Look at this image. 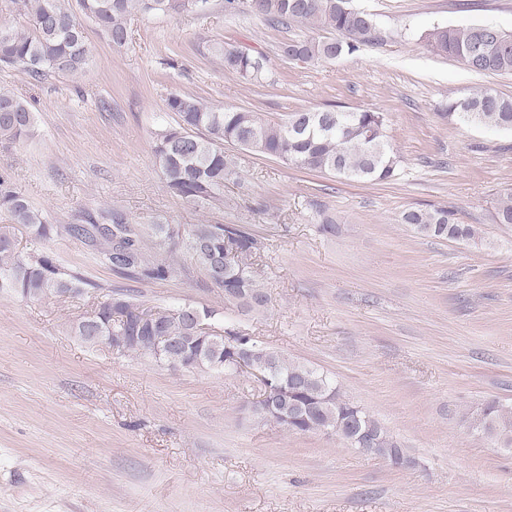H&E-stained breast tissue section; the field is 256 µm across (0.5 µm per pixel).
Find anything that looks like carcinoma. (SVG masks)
<instances>
[{"mask_svg": "<svg viewBox=\"0 0 512 512\" xmlns=\"http://www.w3.org/2000/svg\"><path fill=\"white\" fill-rule=\"evenodd\" d=\"M273 29L288 30L307 24L331 29L333 38L299 36L279 46L288 62L315 64L350 55L363 45L381 40L376 18L357 10L349 0H224V13L236 15L245 2ZM203 0H79L83 15L113 45L131 40L130 22L138 14L197 12ZM9 9L25 16L29 27L18 28L0 21V66L22 67L35 81L52 74L76 75L90 59L85 30L70 0H10ZM436 52L453 57L477 73L512 74V33L487 25L436 27L427 34ZM209 51L224 70L259 84L265 79L264 58L232 45L215 42ZM166 108L176 115L175 124L159 130L154 145L156 164L173 195L189 202L224 203V179L236 174L224 145H242L257 156L287 165L334 175L348 181L386 182L396 175L397 158L385 135L382 112L345 111L332 106L320 111L291 112L271 121L251 109H219L203 104L187 93H172ZM448 120L458 119L475 127L512 129V97L486 86L463 99H448ZM35 113L30 102L0 89V144H18L33 137ZM0 211L12 223L28 230L35 241L50 236L53 225L34 209L15 185L11 174L0 170ZM495 221L512 224V189L500 193ZM402 222L426 237L473 241L477 229L460 224L446 207L411 209ZM68 234L92 248L99 262L142 280H165L187 269L172 255L188 254L205 273L212 288L224 296V309L241 315L261 314L269 297L257 274L256 261L263 250L246 224H149L160 252L150 260L142 246V229L117 208L103 210L84 224H69ZM83 279L65 271L53 255L44 251L23 253L17 241L0 233V292L23 298H61L81 291ZM97 323L77 322L73 332L82 342L99 340L119 353L147 356L173 368L214 369L235 373L234 357L249 350L258 367L269 374L266 382L271 405L254 413L292 433L333 432L356 448L389 462L407 455L372 415L346 399L328 374L288 360L280 352L253 337L224 327V337L210 338L196 327L198 318L213 324L219 312L183 302L164 310L158 322L136 296L114 291L100 303ZM160 336L175 346L161 347ZM472 427L512 450V407L496 399L486 401L471 416Z\"/></svg>", "mask_w": 512, "mask_h": 512, "instance_id": "obj_1", "label": "carcinoma"}]
</instances>
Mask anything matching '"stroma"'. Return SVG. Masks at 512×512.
Returning <instances> with one entry per match:
<instances>
[{
  "label": "stroma",
  "mask_w": 512,
  "mask_h": 512,
  "mask_svg": "<svg viewBox=\"0 0 512 512\" xmlns=\"http://www.w3.org/2000/svg\"><path fill=\"white\" fill-rule=\"evenodd\" d=\"M211 4L135 16L122 47L85 23L91 58L75 77L0 67V88L36 117L33 138L0 145V168L55 225L41 249L89 282L64 299L0 292V512H512V451L467 419L490 399L512 406V224L495 221L512 188V130L444 113L481 87L512 96V75L471 72L423 38L436 26L511 31L512 0H352L375 15L381 41L314 65L281 60L287 32ZM215 41L264 55L266 82L225 71ZM175 91L275 121L330 104L384 113L397 176L349 182L230 146L239 175L223 205L186 203L152 150ZM434 206L477 240L428 238L401 221ZM112 207L138 225H248L265 245L270 303L233 315L235 328L335 377L413 466L254 418L261 386L249 374L174 369L75 336L115 288L157 310L224 308L187 256L185 274L137 280L67 233ZM328 219L335 234L319 230Z\"/></svg>",
  "instance_id": "stroma-1"
}]
</instances>
